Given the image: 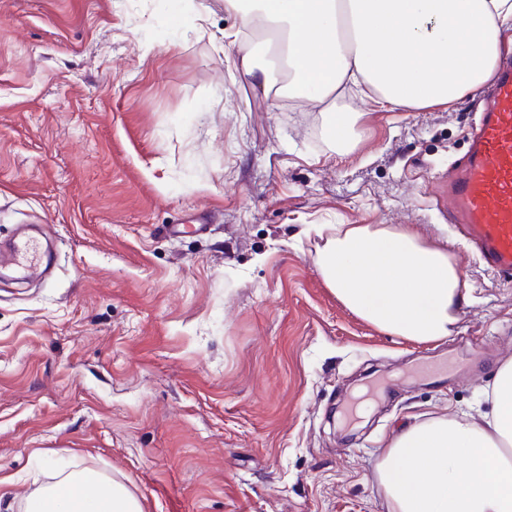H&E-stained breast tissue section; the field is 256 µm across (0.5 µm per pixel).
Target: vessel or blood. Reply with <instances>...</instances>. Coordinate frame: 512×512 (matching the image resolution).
I'll use <instances>...</instances> for the list:
<instances>
[{"mask_svg":"<svg viewBox=\"0 0 512 512\" xmlns=\"http://www.w3.org/2000/svg\"><path fill=\"white\" fill-rule=\"evenodd\" d=\"M445 195L452 222L465 225L466 249L495 275L512 278V59L503 60L473 134L472 150ZM36 242H14L0 260L26 267Z\"/></svg>","mask_w":512,"mask_h":512,"instance_id":"1","label":"vessel or blood"}]
</instances>
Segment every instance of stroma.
<instances>
[{
  "label": "stroma",
  "instance_id": "stroma-1",
  "mask_svg": "<svg viewBox=\"0 0 512 512\" xmlns=\"http://www.w3.org/2000/svg\"><path fill=\"white\" fill-rule=\"evenodd\" d=\"M237 24L224 0L177 25L169 0H0V242L36 224L53 251L0 280V512L51 482L47 456L143 512H386L398 430L486 411L512 359V279L440 199L477 95L354 99L339 147L324 106L252 84ZM309 224L412 228L473 299L446 339L384 333L327 287Z\"/></svg>",
  "mask_w": 512,
  "mask_h": 512
}]
</instances>
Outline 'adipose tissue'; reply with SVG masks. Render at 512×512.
Listing matches in <instances>:
<instances>
[{"instance_id":"obj_1","label":"adipose tissue","mask_w":512,"mask_h":512,"mask_svg":"<svg viewBox=\"0 0 512 512\" xmlns=\"http://www.w3.org/2000/svg\"><path fill=\"white\" fill-rule=\"evenodd\" d=\"M242 64L265 94L323 100L365 85L399 110L455 103L491 77L512 29V0H225ZM331 291L380 330L421 341L451 333L469 290L447 251L392 224L314 225ZM489 411L430 417L390 442L376 472L386 512H512V360ZM24 512H142L92 470L57 472Z\"/></svg>"}]
</instances>
